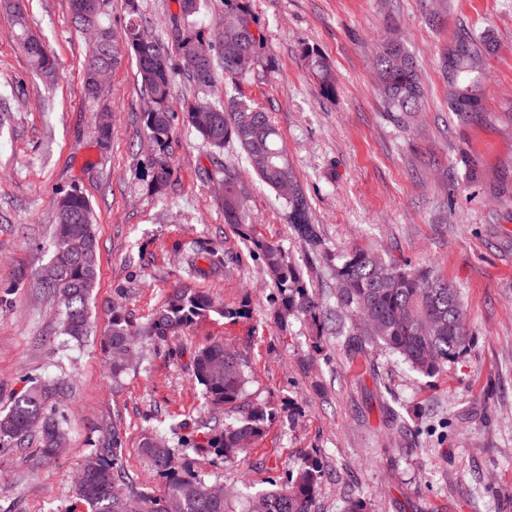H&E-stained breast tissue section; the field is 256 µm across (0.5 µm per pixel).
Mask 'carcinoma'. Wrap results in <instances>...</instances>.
I'll use <instances>...</instances> for the list:
<instances>
[{
    "instance_id": "carcinoma-1",
    "label": "carcinoma",
    "mask_w": 512,
    "mask_h": 512,
    "mask_svg": "<svg viewBox=\"0 0 512 512\" xmlns=\"http://www.w3.org/2000/svg\"><path fill=\"white\" fill-rule=\"evenodd\" d=\"M208 0H177L178 13L167 28V39L142 42L143 29L131 16L122 34L115 36L107 13L108 0H68L71 21L78 31L97 28L100 36L82 67L85 94L95 100L104 83L101 77L121 61H134L144 99L142 130L150 140L153 155L146 178L151 189L162 192L171 185L176 169L172 152L175 113L171 105L176 72L185 73L195 94L185 103V118L202 143L211 150L213 169L208 181L222 187L224 223L235 226L262 256L265 272L277 290L276 320L287 327L302 319L320 331L329 320L328 309L316 295L303 271L285 249L266 241L253 231L248 202L250 191L242 170L220 154L234 144L243 154L250 171L281 199L284 221L313 260L331 265L336 335L345 337L346 348L358 351L375 348L403 359L425 377H433L449 363L463 356L474 336L466 326L460 292L447 279L426 266L412 267L387 259L378 251L355 248L332 257L310 218L311 199L288 160L279 131L269 114L241 93L240 86L258 66L274 68L273 58L263 55L260 30L249 0H224V16L216 28L219 52L213 54L198 27ZM15 39L32 68L46 81L57 75L55 57L46 43L23 25ZM175 46L171 55L169 46ZM494 33H476L459 26L441 54V70L448 85V109L463 119L484 111L487 91L486 61L498 51ZM307 69L318 81L326 98L336 95L335 76L328 59L313 47L301 50ZM376 92L384 109L403 124L421 111L423 91L417 62L406 44L390 31L376 52ZM224 75V99L216 98L218 74ZM52 255L65 260L61 273L41 280V287L57 297L63 306L61 331L79 340L89 332V302L97 286L99 244L91 204L79 191L61 194L55 207ZM208 261L218 271L236 262L207 251L187 256L185 271L195 277L204 273L198 265ZM111 323L105 346L112 364V376L125 373L136 361L141 337L167 344L184 329L216 314L235 320L239 309L216 304L215 300L191 288L180 287L169 295L143 327L135 326L121 307H110ZM189 371L211 406L236 407L249 377L242 356L233 347L213 341L192 354ZM68 392L63 381H39L14 396L0 411V446L22 448L37 445L50 457L65 435L59 415V401ZM274 413L262 406H244L241 415L221 425L201 427L203 442L181 433L187 424L170 429V436L150 434L143 438L141 451L151 468L166 478L164 493L151 496L135 490L121 464L122 438L117 429L101 436L94 454L86 459L76 487L89 512H311L323 477L321 461L304 454L285 481L275 488L245 492L236 485L224 486V493L179 456L178 448L193 446L232 462L248 456L263 435Z\"/></svg>"
}]
</instances>
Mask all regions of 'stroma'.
Segmentation results:
<instances>
[{
    "mask_svg": "<svg viewBox=\"0 0 512 512\" xmlns=\"http://www.w3.org/2000/svg\"><path fill=\"white\" fill-rule=\"evenodd\" d=\"M0 0V410L32 379H62L65 439L44 458L0 448V512H86L76 477L99 436L119 427L123 468L141 488L165 481L141 452L147 431L209 418L189 371V354L214 340L241 353L250 382L244 402L276 411L248 458L230 464L197 454L212 483L265 489L308 452L327 475L312 512H512V0H448L439 23L427 0H251L274 72L256 69L243 94L270 113L312 202L311 219L335 254L374 249L427 263L462 294L476 343L440 373L424 377L379 350L348 353L335 327L316 333L271 318L275 289L261 257L224 222L221 189L203 180L211 154L176 120L171 188L152 192L143 175L146 142L136 67L123 61L98 100L88 101L81 67L89 40L76 31L68 0ZM55 55L54 86L32 72L14 38L19 21ZM415 57L426 92L411 128L391 121L375 94L373 58L390 22ZM493 29L484 110L470 121L448 110L438 58L459 25ZM317 48L333 66L336 96L324 98L300 50ZM108 118L112 135L99 144ZM76 189L90 202L100 246L98 284L83 341L61 335V307L39 276L51 258L54 206ZM256 232L299 266L307 255L284 223L280 201L252 185ZM231 252L240 264L188 277L191 250ZM188 285L224 307L174 343L147 348L113 379L105 350L108 302L138 325L174 288ZM418 436L409 445L401 423Z\"/></svg>",
    "mask_w": 512,
    "mask_h": 512,
    "instance_id": "stroma-1",
    "label": "stroma"
}]
</instances>
